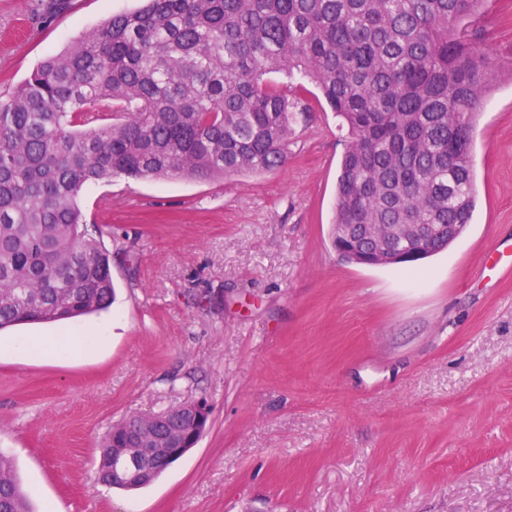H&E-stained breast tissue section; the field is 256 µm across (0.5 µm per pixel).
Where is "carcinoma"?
Here are the masks:
<instances>
[{"label":"carcinoma","mask_w":512,"mask_h":512,"mask_svg":"<svg viewBox=\"0 0 512 512\" xmlns=\"http://www.w3.org/2000/svg\"><path fill=\"white\" fill-rule=\"evenodd\" d=\"M485 0H147L0 96V329L108 308L111 255L78 198L118 177L282 168L306 84L348 130L332 224L471 223L475 116L498 79ZM276 73L281 80L266 76ZM99 107H86L87 101ZM114 426L98 480H112ZM0 512H32L0 454Z\"/></svg>","instance_id":"carcinoma-1"}]
</instances>
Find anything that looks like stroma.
I'll return each mask as SVG.
<instances>
[{
    "mask_svg": "<svg viewBox=\"0 0 512 512\" xmlns=\"http://www.w3.org/2000/svg\"><path fill=\"white\" fill-rule=\"evenodd\" d=\"M0 0V94L139 0ZM512 59V0L479 20ZM347 147L315 109L287 164L221 181L115 179L84 189L112 255L114 303L0 330V453L35 512H512V73L474 132L477 205L447 250L363 267L331 244ZM107 325L89 355L3 351ZM205 401L210 426L151 486L96 476L112 425Z\"/></svg>",
    "mask_w": 512,
    "mask_h": 512,
    "instance_id": "stroma-1",
    "label": "stroma"
}]
</instances>
